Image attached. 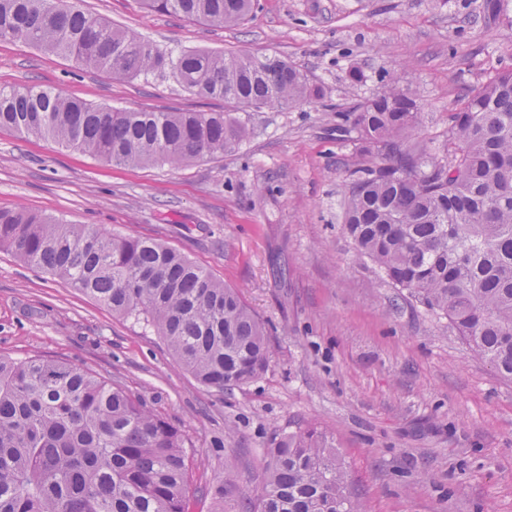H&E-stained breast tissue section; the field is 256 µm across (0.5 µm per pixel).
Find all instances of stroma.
<instances>
[{"label": "stroma", "instance_id": "stroma-1", "mask_svg": "<svg viewBox=\"0 0 512 512\" xmlns=\"http://www.w3.org/2000/svg\"><path fill=\"white\" fill-rule=\"evenodd\" d=\"M483 0H258L219 27L82 0L84 10L161 49L275 53L324 96L240 118L250 135L220 159L131 167L0 130V208L154 238L238 289L269 333L258 379L218 394L182 370L156 332L0 250V357L76 364L140 397L180 429L190 512H252L281 436L311 424L344 461L365 512H512V381L475 356L443 316L354 256L345 186L370 165L337 140V111L405 68L419 140L442 143L448 114L512 69V23ZM362 80L350 84L349 70ZM38 83L92 104L220 111L172 74L118 81L20 42H0V86ZM233 478H226L225 467Z\"/></svg>", "mask_w": 512, "mask_h": 512}]
</instances>
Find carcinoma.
I'll return each instance as SVG.
<instances>
[{
  "label": "carcinoma",
  "instance_id": "cac0c4a2",
  "mask_svg": "<svg viewBox=\"0 0 512 512\" xmlns=\"http://www.w3.org/2000/svg\"><path fill=\"white\" fill-rule=\"evenodd\" d=\"M191 21L238 26L254 0H147ZM485 0V17L507 15ZM22 41L115 80L170 71L224 111L93 105L43 86H0V130L43 137L114 164L179 166L235 150L234 113L294 108L322 95L277 54L176 55L80 8L79 0H0V42ZM394 72L336 112V137L377 162L351 173L343 230L355 257L439 312L512 379V70L449 115L447 139L417 144L422 107ZM0 250L113 313L142 320L177 363L218 394L268 368L262 322L238 291L147 238L0 209ZM254 512H365L325 437L308 425L275 441ZM181 431L119 386L69 363L0 357V512H188Z\"/></svg>",
  "mask_w": 512,
  "mask_h": 512
}]
</instances>
